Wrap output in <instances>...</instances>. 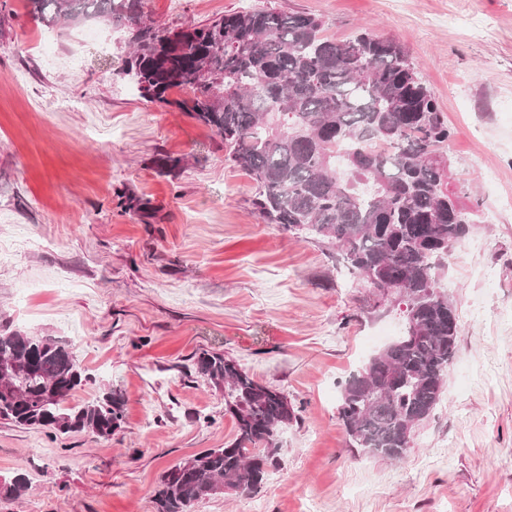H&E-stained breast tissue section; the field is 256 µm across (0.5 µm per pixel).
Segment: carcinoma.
Instances as JSON below:
<instances>
[{"mask_svg":"<svg viewBox=\"0 0 512 512\" xmlns=\"http://www.w3.org/2000/svg\"><path fill=\"white\" fill-rule=\"evenodd\" d=\"M44 26L102 20L133 30L131 51L113 70L142 96L191 114L224 138L227 160L253 182V206L269 224L336 252L379 297H405L413 333L341 386L338 420L350 445L391 461L443 394L459 332L448 295L429 297L436 261L460 245L478 215L448 191L444 148L452 130L415 65L397 43L368 32L324 35L306 14L259 8L172 30L143 20V0H25ZM187 90L182 99L172 90ZM194 372L224 387L235 437L167 470L155 512H192L217 495L261 490L280 434L296 420L281 391L256 381L220 351ZM90 377L73 344L0 328V420L53 435L107 439L121 428L118 388L68 405ZM0 480V500L30 488Z\"/></svg>","mask_w":512,"mask_h":512,"instance_id":"carcinoma-1","label":"carcinoma"}]
</instances>
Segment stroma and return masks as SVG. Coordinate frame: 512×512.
Here are the masks:
<instances>
[{
  "label": "stroma",
  "instance_id": "1",
  "mask_svg": "<svg viewBox=\"0 0 512 512\" xmlns=\"http://www.w3.org/2000/svg\"><path fill=\"white\" fill-rule=\"evenodd\" d=\"M267 7L404 46L453 131L448 187L478 210L440 285L459 318L442 400L391 463L350 448L340 387L402 335L403 305L254 212L222 137L113 71L127 29H48L0 0V323L74 343L90 382L120 387L110 439L0 421V512H154L161 475L235 436L224 391L193 371L221 351L282 390L296 421L261 490L193 512H512V0H143L167 28ZM179 159L177 167L163 158ZM30 486V479L23 474L0 480V500H16L24 495Z\"/></svg>",
  "mask_w": 512,
  "mask_h": 512
}]
</instances>
